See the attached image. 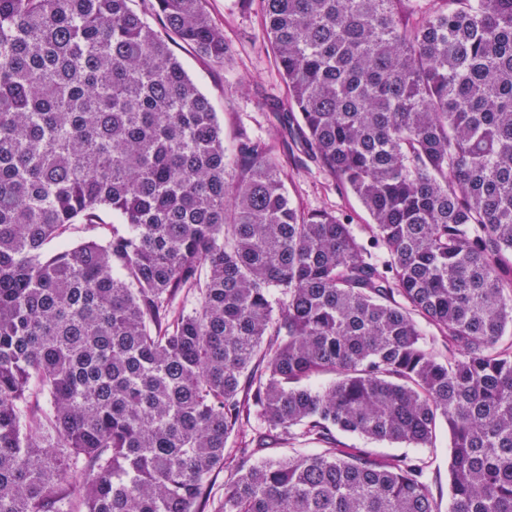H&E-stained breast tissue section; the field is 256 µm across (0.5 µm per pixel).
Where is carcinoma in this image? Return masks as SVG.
I'll use <instances>...</instances> for the list:
<instances>
[{
  "mask_svg": "<svg viewBox=\"0 0 512 512\" xmlns=\"http://www.w3.org/2000/svg\"><path fill=\"white\" fill-rule=\"evenodd\" d=\"M130 2L0 0V512H205L220 469L213 512H440L428 462L336 433L442 423L450 512H512V0H262L286 114L381 258L263 143L228 181L169 45L220 62L224 33Z\"/></svg>",
  "mask_w": 512,
  "mask_h": 512,
  "instance_id": "cac0c4a2",
  "label": "carcinoma"
}]
</instances>
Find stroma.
I'll return each instance as SVG.
<instances>
[{
	"label": "stroma",
	"mask_w": 512,
	"mask_h": 512,
	"mask_svg": "<svg viewBox=\"0 0 512 512\" xmlns=\"http://www.w3.org/2000/svg\"><path fill=\"white\" fill-rule=\"evenodd\" d=\"M205 8L224 31L223 61L204 58L181 42L174 43L173 50L209 98L224 130L225 147L234 149L242 136L262 142L285 165V189L293 204L305 213L329 211L346 216L357 239H367L370 217L359 200L339 187L317 164L303 160V143L295 125L276 110L286 101L288 89L264 33L261 0H206ZM340 440L379 461L404 455L429 460L431 490L441 512H446L450 499V439L446 427H438L435 444L430 448L378 442L351 434L341 435Z\"/></svg>",
	"instance_id": "35a3bbf8"
}]
</instances>
